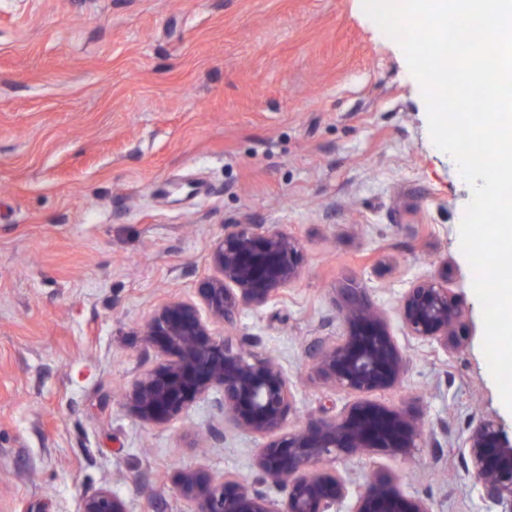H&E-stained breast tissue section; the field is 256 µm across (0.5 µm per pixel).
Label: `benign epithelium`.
Returning <instances> with one entry per match:
<instances>
[{
	"mask_svg": "<svg viewBox=\"0 0 512 512\" xmlns=\"http://www.w3.org/2000/svg\"><path fill=\"white\" fill-rule=\"evenodd\" d=\"M209 260L217 275L201 283L200 303L169 300L143 325L144 343L164 360L137 375L123 396L141 422L163 427L213 395L225 422L267 439L255 455L250 480L233 474L215 478L202 468L176 474L177 493L193 502L196 512H337L351 482L336 470V460L377 452L407 459L422 446V426L411 411L370 398L401 382L408 359L365 289L351 283L339 289L343 335L316 338L306 350L312 378L360 398L335 417L310 419L287 431L293 389L286 373L272 357L253 350L252 337L218 336L213 326L234 325L242 309L261 308L294 284L302 270L301 243L283 231L232 224ZM400 318L409 339L445 351L462 346L465 314L446 277L431 276L407 289ZM458 451L482 497L501 512H512V440L500 423L481 420ZM266 486L280 497L270 496ZM80 512L128 510L122 498L102 488L82 499ZM351 512L432 510L428 500L409 498L380 476L356 493Z\"/></svg>",
	"mask_w": 512,
	"mask_h": 512,
	"instance_id": "obj_1",
	"label": "benign epithelium"
}]
</instances>
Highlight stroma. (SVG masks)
<instances>
[{"label":"stroma","mask_w":512,"mask_h":512,"mask_svg":"<svg viewBox=\"0 0 512 512\" xmlns=\"http://www.w3.org/2000/svg\"><path fill=\"white\" fill-rule=\"evenodd\" d=\"M471 189L437 149L402 49L355 0H0V512H80L103 487L128 512H191L177 470L253 475L264 440L212 398L165 427L122 390L161 363L139 327L197 300L229 224L297 237L300 279L233 331L288 376L289 426L353 393L315 382L305 347L338 336L340 282L383 309L409 358L394 389L437 447L338 461L353 489L393 478L432 512H500L458 444L498 420L459 224ZM448 270L464 347L406 338L401 298ZM222 441L194 448L210 427Z\"/></svg>","instance_id":"35a3bbf8"}]
</instances>
